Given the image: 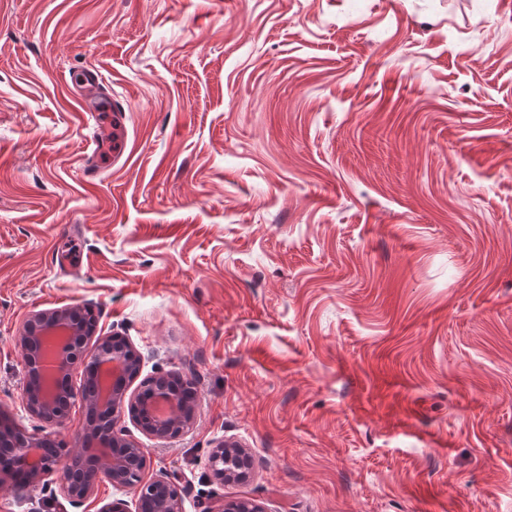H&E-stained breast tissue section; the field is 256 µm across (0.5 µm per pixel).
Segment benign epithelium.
I'll return each mask as SVG.
<instances>
[{
  "label": "benign epithelium",
  "mask_w": 512,
  "mask_h": 512,
  "mask_svg": "<svg viewBox=\"0 0 512 512\" xmlns=\"http://www.w3.org/2000/svg\"><path fill=\"white\" fill-rule=\"evenodd\" d=\"M26 378L22 403L28 413L46 423L60 424L72 404L84 409V436L79 463L62 469L60 488L74 507L89 499L102 482L132 494L128 501L113 500L99 512H183V494L166 476L144 480L146 449L119 423L128 416L147 437L165 442L186 434L196 415V403L185 401L170 375H153L144 380L149 391L134 392L133 382L141 375L143 360L121 336L101 335L96 324H88L85 310L60 307L34 313L18 337ZM83 366V382L76 388L71 376ZM48 436L29 433L17 426L13 436L0 439V451L17 454L11 467L0 469V482L25 489L44 481L61 465V459L43 454ZM207 466L223 483L246 481L253 468L248 449L236 441L223 440L211 449ZM223 512H265L251 499L223 506Z\"/></svg>",
  "instance_id": "obj_1"
}]
</instances>
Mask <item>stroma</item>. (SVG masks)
I'll return each mask as SVG.
<instances>
[{
	"mask_svg": "<svg viewBox=\"0 0 512 512\" xmlns=\"http://www.w3.org/2000/svg\"><path fill=\"white\" fill-rule=\"evenodd\" d=\"M64 306L194 381L184 512H512V0H0V409L73 449L17 344ZM207 466L214 478L224 483L246 481L253 468V459L247 448L236 441L223 440L211 449Z\"/></svg>",
	"mask_w": 512,
	"mask_h": 512,
	"instance_id": "stroma-1",
	"label": "stroma"
}]
</instances>
